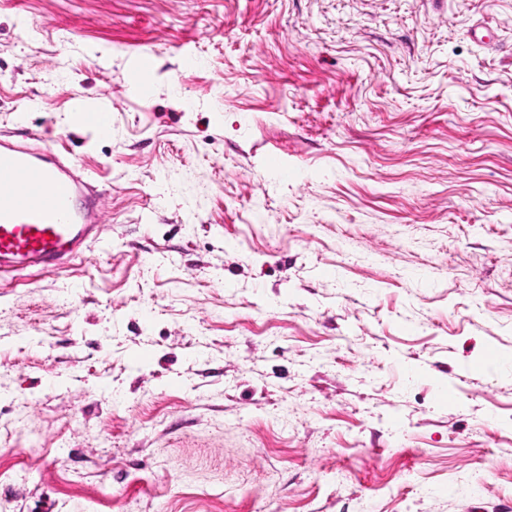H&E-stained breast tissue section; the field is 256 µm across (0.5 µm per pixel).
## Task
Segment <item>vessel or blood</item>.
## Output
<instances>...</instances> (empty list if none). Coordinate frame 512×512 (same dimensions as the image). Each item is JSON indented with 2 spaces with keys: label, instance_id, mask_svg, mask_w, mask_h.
Returning a JSON list of instances; mask_svg holds the SVG:
<instances>
[{
  "label": "vessel or blood",
  "instance_id": "obj_1",
  "mask_svg": "<svg viewBox=\"0 0 512 512\" xmlns=\"http://www.w3.org/2000/svg\"><path fill=\"white\" fill-rule=\"evenodd\" d=\"M95 192L52 146L0 138V272L53 268L97 236Z\"/></svg>",
  "mask_w": 512,
  "mask_h": 512
}]
</instances>
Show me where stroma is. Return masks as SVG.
I'll return each instance as SVG.
<instances>
[{"mask_svg": "<svg viewBox=\"0 0 512 512\" xmlns=\"http://www.w3.org/2000/svg\"><path fill=\"white\" fill-rule=\"evenodd\" d=\"M0 136V512H512V0H0ZM91 185L55 149L0 138V273L53 268L97 236Z\"/></svg>", "mask_w": 512, "mask_h": 512, "instance_id": "35a3bbf8", "label": "stroma"}]
</instances>
